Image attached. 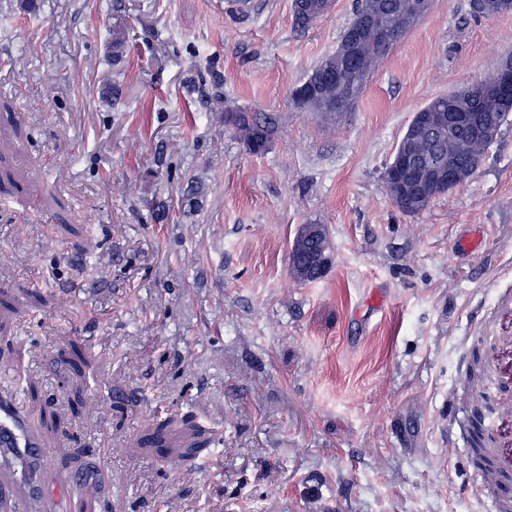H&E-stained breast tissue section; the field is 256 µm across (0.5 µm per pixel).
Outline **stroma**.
I'll use <instances>...</instances> for the list:
<instances>
[{
    "mask_svg": "<svg viewBox=\"0 0 512 512\" xmlns=\"http://www.w3.org/2000/svg\"><path fill=\"white\" fill-rule=\"evenodd\" d=\"M0 0V395L50 465L43 512H486L452 448L474 349L512 302V118L467 183L415 216L383 184L414 112L512 56V12L432 0L348 112L299 111L356 0ZM123 38L121 54L111 43ZM276 119L253 152L227 121ZM54 190L61 207H47ZM81 227L64 232L62 223ZM330 261L291 273L301 225ZM79 339L96 375L61 362ZM193 416L218 441L175 465ZM317 232H319V226L317 224L302 225L300 232H298L299 234H297V236L294 239L295 243H293L291 246L290 256H292L294 254L296 249L299 247L300 242H303L306 239L313 237V235H315V233H317ZM306 243H307V245L308 244L318 245V247L322 250L323 259L325 260V262L328 265L329 257H328L327 252L330 247H329L327 231L323 225L321 226V232L317 235V241L314 242V240L308 239L306 241ZM307 245H305V246L308 247Z\"/></svg>",
    "mask_w": 512,
    "mask_h": 512,
    "instance_id": "35a3bbf8",
    "label": "stroma"
}]
</instances>
